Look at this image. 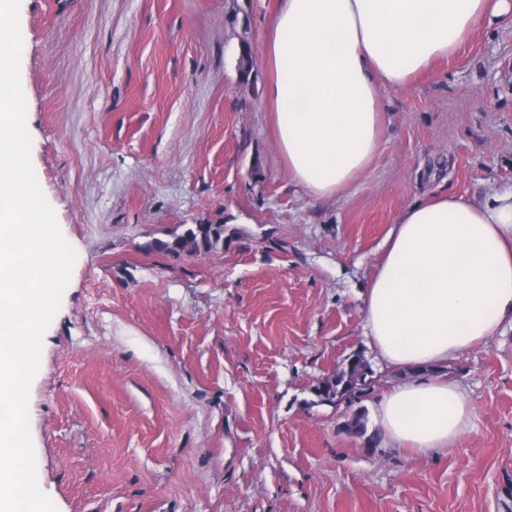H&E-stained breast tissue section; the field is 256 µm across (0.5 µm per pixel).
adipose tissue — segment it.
Wrapping results in <instances>:
<instances>
[{
  "label": "adipose tissue",
  "instance_id": "ef3b65f1",
  "mask_svg": "<svg viewBox=\"0 0 512 512\" xmlns=\"http://www.w3.org/2000/svg\"><path fill=\"white\" fill-rule=\"evenodd\" d=\"M512 0H283L266 47L278 151L312 195L348 189L382 132L381 91L448 58ZM363 297L366 334L389 364L438 367L512 322V189L485 203L435 195L404 210ZM385 436L425 454L464 435L473 407L445 379L376 402Z\"/></svg>",
  "mask_w": 512,
  "mask_h": 512
}]
</instances>
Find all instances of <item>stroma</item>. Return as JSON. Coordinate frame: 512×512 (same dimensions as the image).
I'll use <instances>...</instances> for the list:
<instances>
[{
  "mask_svg": "<svg viewBox=\"0 0 512 512\" xmlns=\"http://www.w3.org/2000/svg\"><path fill=\"white\" fill-rule=\"evenodd\" d=\"M280 4L20 0L30 158L76 253L28 392L39 487L56 512H512V327L413 369L378 357L362 313L407 206L512 187V18L385 89L370 167L317 198L264 96ZM190 224L225 225L223 247L157 249ZM355 354L370 383L320 401ZM426 378L474 415L420 455L372 406Z\"/></svg>",
  "mask_w": 512,
  "mask_h": 512,
  "instance_id": "35a3bbf8",
  "label": "stroma"
}]
</instances>
